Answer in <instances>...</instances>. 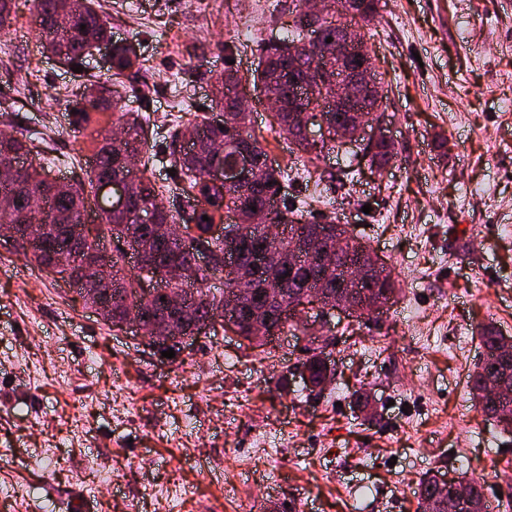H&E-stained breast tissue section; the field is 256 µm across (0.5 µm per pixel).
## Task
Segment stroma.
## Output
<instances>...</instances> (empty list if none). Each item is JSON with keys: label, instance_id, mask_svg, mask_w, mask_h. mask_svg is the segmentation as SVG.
<instances>
[{"label": "stroma", "instance_id": "1", "mask_svg": "<svg viewBox=\"0 0 512 512\" xmlns=\"http://www.w3.org/2000/svg\"><path fill=\"white\" fill-rule=\"evenodd\" d=\"M276 3L104 0L155 85L126 108L159 140L210 114L211 75L231 65L251 85L259 44L281 37ZM11 15L0 96L52 176L72 177L91 142L61 104L108 78L105 59L73 72L43 50L30 0ZM365 40L397 157L350 194L306 191L323 196L312 216L392 266L396 301L319 327L335 379L318 393L300 376L310 334L285 329L266 355L219 330L168 359L0 241V512H67V494L84 512H417L424 476L461 473L512 512V436L468 388L478 326L512 336V0H380Z\"/></svg>", "mask_w": 512, "mask_h": 512}]
</instances>
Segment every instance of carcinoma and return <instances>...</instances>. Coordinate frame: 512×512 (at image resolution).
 Here are the masks:
<instances>
[{
    "label": "carcinoma",
    "mask_w": 512,
    "mask_h": 512,
    "mask_svg": "<svg viewBox=\"0 0 512 512\" xmlns=\"http://www.w3.org/2000/svg\"><path fill=\"white\" fill-rule=\"evenodd\" d=\"M36 13L39 37L43 48L57 57L67 66H83L86 60L99 49L104 42L112 43V76L115 81H96L86 87L76 86L71 91L69 111L73 115V126L85 131L92 122V113H112V126L122 129L123 142L113 141L112 130L96 131L90 164L84 176L66 182L54 193L43 197L47 211L22 216L14 210L0 206V224H34L41 246L31 250H22L20 254L34 266L44 270L53 262L58 248H68L72 258V267L62 269L58 274L63 278H72V272L85 266L105 250V244L97 235H87L80 231L86 222V202L88 196L98 195V186L102 179L119 176L124 181V189L129 198L128 209L117 213L109 202L100 207L99 224L106 227L109 240L115 243L110 250L112 255V299L106 303L96 295L83 296L84 304L94 310L101 318L113 325L124 321L134 309L143 305V297L135 294L140 274L126 268V249L131 247L129 236H138L139 246L154 249L157 246L158 233L165 231L169 224H205L202 216L209 222L224 211L235 217L233 226L249 225L256 235L251 244L258 243V234L266 225L284 224L295 232L299 229L311 231L314 221L310 219L307 202L296 201L289 197L287 178L289 174L278 165L269 163V155L263 141L253 132L249 114L236 111L233 96L237 80L233 70L225 69L212 76L211 108L220 113L221 119L213 120L208 116H193L188 123L175 124L165 137V142L157 144L149 136V125L138 112H129L122 106L128 93H133L146 101L154 91V84L147 77V69L140 60L135 48L123 41L112 40L110 20L95 6V0H32ZM324 15L315 22L322 39L333 38L331 44H339L340 58L356 65L355 45L341 41V28L349 27L355 31L359 42H364L361 33L362 24L373 20L378 12L379 0H323ZM304 0H291L287 14L291 23L287 24L285 38L278 42H269L260 48V57L253 74L254 91L266 100L280 104L274 113L276 127L274 132L288 136L298 152L297 160L302 163L305 177L312 178V170L318 168V161L324 155L335 151L336 127L327 131L320 140H310L295 121L294 113L288 111L289 80L292 77L305 83L324 82V75L314 64L312 50L307 44L306 25L298 16ZM85 28H80V25ZM95 90L91 96L89 90ZM233 143L248 150L254 160L264 166L266 171L262 181L242 190L246 204L238 208L236 191L224 186L211 185L206 181V169L211 163L216 144ZM34 139L19 132L17 135L0 133V167H9L18 163V158L33 152ZM134 155L140 159L162 156L179 175V181L166 189L171 203L162 202L159 193L145 173L130 175L125 172V158ZM396 157L394 144L380 140L367 143L346 160L338 172L319 176L317 182L328 178L346 187L353 184L356 172L362 162L370 167L383 169ZM28 174L18 181L5 173L0 175V193L9 191L15 196L35 197L41 194L44 180V167L27 165ZM151 213L153 222L147 225L138 223L139 215ZM333 235L344 238L346 249L339 257V263L347 265L354 262L355 248L362 238L354 234L346 224L336 223L331 217L323 222ZM202 248L217 255L212 268L201 271L200 286L191 289L189 297L177 304L172 297L159 292L152 306L155 311L176 316L184 321L209 322L210 328L224 324V297L230 290L242 285V275L235 277L224 272V260L220 258L222 248L212 239H197L191 250L184 251L174 242L167 248L166 275L171 290L182 288V272L193 258V252ZM224 274V290L215 293L207 287L211 278ZM265 287L279 290L281 304L295 307L301 303L306 278L288 271V267L272 264L267 269ZM263 287V288H265ZM263 288L255 289L253 300L242 315L238 325V336L247 340L254 348L264 349L272 343L270 333H278L287 325H294V319L285 315L273 316L263 299ZM399 293L392 272L384 269L382 274L364 284L358 292L359 299H383L392 301ZM503 334L496 328L486 326L480 329V343L484 348V357L469 375V391L480 409L488 416L495 417L497 426L507 434H512V393L506 394L496 404H491L481 394L483 384L488 380L512 381V353L501 355L497 345ZM312 386L323 388L325 381L324 351L313 353L305 362ZM439 475L429 476L421 481L417 488L418 501L431 498L440 491ZM465 483L471 494L480 502H486L484 487L475 479L464 476L448 478V490L454 485Z\"/></svg>",
    "instance_id": "obj_1"
}]
</instances>
